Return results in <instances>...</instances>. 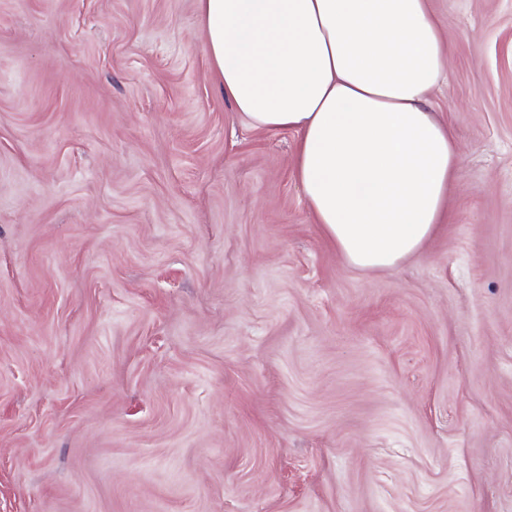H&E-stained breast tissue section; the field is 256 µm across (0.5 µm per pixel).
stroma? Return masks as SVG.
Here are the masks:
<instances>
[{"label": "stroma", "instance_id": "1", "mask_svg": "<svg viewBox=\"0 0 512 512\" xmlns=\"http://www.w3.org/2000/svg\"><path fill=\"white\" fill-rule=\"evenodd\" d=\"M429 6L459 176L363 272L196 0H0V512H512V0Z\"/></svg>", "mask_w": 512, "mask_h": 512}]
</instances>
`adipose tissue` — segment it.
Listing matches in <instances>:
<instances>
[{
	"mask_svg": "<svg viewBox=\"0 0 512 512\" xmlns=\"http://www.w3.org/2000/svg\"><path fill=\"white\" fill-rule=\"evenodd\" d=\"M224 95L298 137L297 182L347 263L385 270L446 217L459 169L430 108L445 37L428 0H196Z\"/></svg>",
	"mask_w": 512,
	"mask_h": 512,
	"instance_id": "obj_1",
	"label": "adipose tissue"
}]
</instances>
